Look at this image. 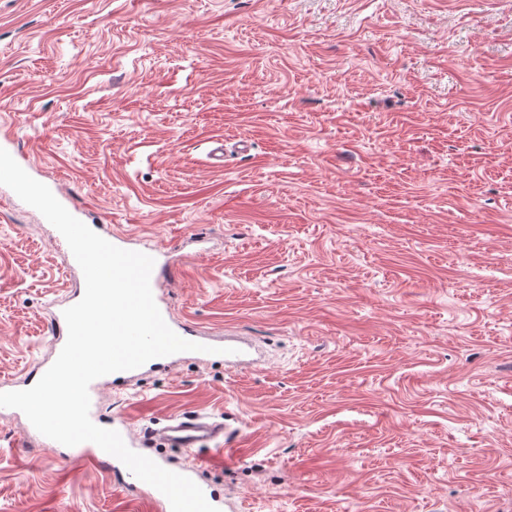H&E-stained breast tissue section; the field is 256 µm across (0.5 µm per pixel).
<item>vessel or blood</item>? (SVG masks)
Instances as JSON below:
<instances>
[{"instance_id":"b4317fda","label":"vessel or blood","mask_w":512,"mask_h":512,"mask_svg":"<svg viewBox=\"0 0 512 512\" xmlns=\"http://www.w3.org/2000/svg\"><path fill=\"white\" fill-rule=\"evenodd\" d=\"M115 431L119 432L126 445L134 451L159 444L168 448H201L209 443L223 439L224 424L211 417L200 414L178 415L168 418L167 422L151 435L134 434L125 421L115 422ZM79 461L107 470L114 466V456L104 452L91 442L80 445ZM123 486L127 489H147L148 501L156 512H171L168 499L156 488H145L143 481L132 473H125Z\"/></svg>"}]
</instances>
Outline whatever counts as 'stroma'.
Masks as SVG:
<instances>
[{"mask_svg":"<svg viewBox=\"0 0 512 512\" xmlns=\"http://www.w3.org/2000/svg\"><path fill=\"white\" fill-rule=\"evenodd\" d=\"M5 138L249 352L103 392L224 422L232 461L158 450L224 512H512V0H0ZM67 251L0 185V382L48 356ZM137 506L0 409V512Z\"/></svg>","mask_w":512,"mask_h":512,"instance_id":"stroma-1","label":"stroma"}]
</instances>
